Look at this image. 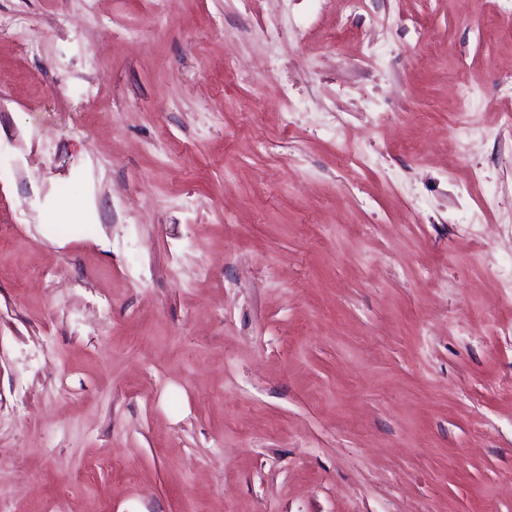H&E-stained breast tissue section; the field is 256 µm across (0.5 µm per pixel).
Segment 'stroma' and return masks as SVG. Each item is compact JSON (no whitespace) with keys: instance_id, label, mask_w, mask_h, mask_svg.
<instances>
[{"instance_id":"1","label":"stroma","mask_w":512,"mask_h":512,"mask_svg":"<svg viewBox=\"0 0 512 512\" xmlns=\"http://www.w3.org/2000/svg\"><path fill=\"white\" fill-rule=\"evenodd\" d=\"M511 68L512 0H0V512H512Z\"/></svg>"}]
</instances>
